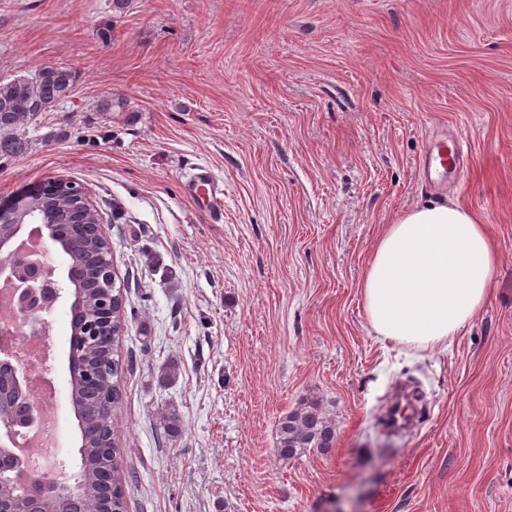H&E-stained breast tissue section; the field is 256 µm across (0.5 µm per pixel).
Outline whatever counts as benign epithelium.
<instances>
[{
	"instance_id": "1",
	"label": "benign epithelium",
	"mask_w": 512,
	"mask_h": 512,
	"mask_svg": "<svg viewBox=\"0 0 512 512\" xmlns=\"http://www.w3.org/2000/svg\"><path fill=\"white\" fill-rule=\"evenodd\" d=\"M60 195L68 196L77 213L85 218L84 228L98 241H106L107 256L99 266V283L104 288L98 298L95 318L83 326L84 334L108 344L112 342L117 320L116 297L121 289L116 287L117 272L112 256V243L105 240L103 220L95 207L88 188L75 180L58 176L36 186L8 203L0 202V278L14 288L15 304L21 325L28 328L31 336L44 333L48 320L45 315L58 305L66 290L65 274L56 266L44 268L18 250L5 251L9 242L29 224L38 225L44 238L56 247L64 240V224L58 222L54 201ZM31 375L15 370L19 400L7 410L0 411V451L19 447V441L40 423V417L25 410L30 404L29 384ZM19 473H0V512H34V504L45 497H53L59 504V512H66L64 505L79 492L81 482L75 478L67 484L46 477L23 485Z\"/></svg>"
}]
</instances>
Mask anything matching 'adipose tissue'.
I'll return each instance as SVG.
<instances>
[{
    "instance_id": "adipose-tissue-1",
    "label": "adipose tissue",
    "mask_w": 512,
    "mask_h": 512,
    "mask_svg": "<svg viewBox=\"0 0 512 512\" xmlns=\"http://www.w3.org/2000/svg\"><path fill=\"white\" fill-rule=\"evenodd\" d=\"M497 266L484 224L459 203L403 213L376 240L360 284L377 336L418 350L459 335L483 308Z\"/></svg>"
}]
</instances>
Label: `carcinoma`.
<instances>
[{
	"label": "carcinoma",
	"instance_id": "1",
	"mask_svg": "<svg viewBox=\"0 0 512 512\" xmlns=\"http://www.w3.org/2000/svg\"><path fill=\"white\" fill-rule=\"evenodd\" d=\"M73 72L67 67L44 65L31 78L0 81V158H14L26 150L25 128L30 120L48 111L69 94ZM75 273L86 281L81 289L82 314L74 322L79 327L93 316L99 295L95 281L94 255L99 246L90 243L79 230L70 233ZM120 336L112 338V349L85 344L75 355V370L98 366L105 369L101 383L87 385L79 379L71 381V404L81 422L80 467L81 494L69 502V512H126V494L120 478H115L112 492L99 484L103 467L99 448L112 432L114 408L122 397L123 367L120 363ZM13 372L0 365V406L9 403ZM336 425L322 409L314 404L304 405L282 416L277 427L275 452L283 461L295 459L309 448L326 450L333 446Z\"/></svg>",
	"mask_w": 512,
	"mask_h": 512
}]
</instances>
